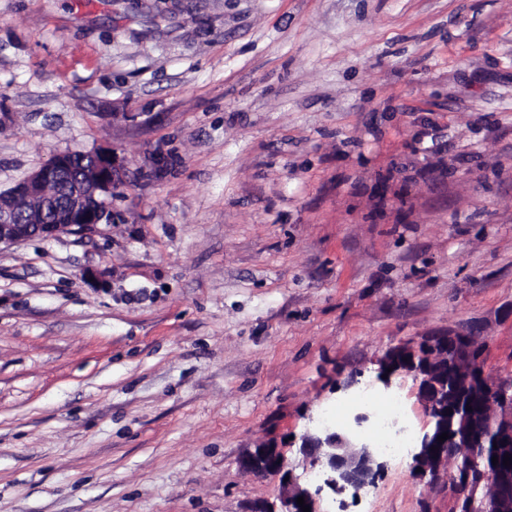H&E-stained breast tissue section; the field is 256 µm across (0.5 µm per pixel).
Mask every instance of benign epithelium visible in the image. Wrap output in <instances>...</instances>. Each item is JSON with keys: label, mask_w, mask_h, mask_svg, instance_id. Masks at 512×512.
<instances>
[{"label": "benign epithelium", "mask_w": 512, "mask_h": 512, "mask_svg": "<svg viewBox=\"0 0 512 512\" xmlns=\"http://www.w3.org/2000/svg\"><path fill=\"white\" fill-rule=\"evenodd\" d=\"M74 154L57 153L5 195L0 194V245H12L34 238H49L62 231L90 230L108 215V198L124 181L112 156L103 152L82 154L83 176L70 177ZM66 180L67 197L57 208L54 224H18L14 207L35 195L41 184ZM479 330L471 325L448 329L442 335L427 336L387 350L378 361L377 380L391 386L392 377L406 374L418 382V396L430 419L414 457L420 475L448 482L454 506L452 512H512V465H503L512 456V377L492 379L485 372L483 349L477 348ZM471 410H466V406ZM448 433L444 442L438 436ZM495 435L492 463L484 449V439ZM301 451L311 466L320 467L322 482L315 489L302 485L277 448L267 444L246 459L257 474L274 473L287 489L281 512H303L297 504L302 497L310 512L323 488L350 491L356 496L376 484L382 465L372 447L357 432L324 429L301 437ZM489 474L495 491L480 499L463 487L474 476Z\"/></svg>", "instance_id": "benign-epithelium-1"}]
</instances>
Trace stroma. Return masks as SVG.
<instances>
[{
  "label": "stroma",
  "mask_w": 512,
  "mask_h": 512,
  "mask_svg": "<svg viewBox=\"0 0 512 512\" xmlns=\"http://www.w3.org/2000/svg\"><path fill=\"white\" fill-rule=\"evenodd\" d=\"M59 152L112 220L0 249V512H261L389 347L512 375V0H0V192ZM414 449L318 512H450Z\"/></svg>",
  "instance_id": "1"
}]
</instances>
